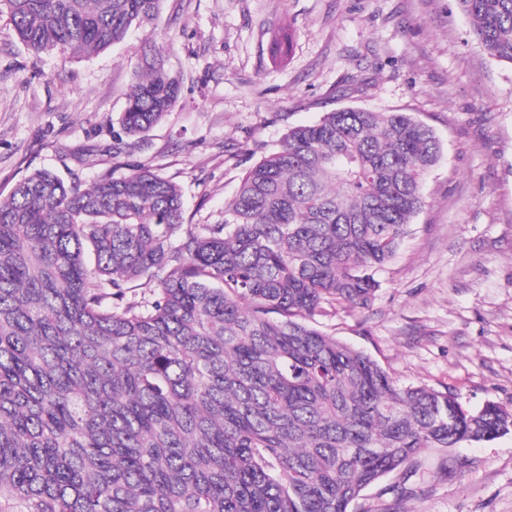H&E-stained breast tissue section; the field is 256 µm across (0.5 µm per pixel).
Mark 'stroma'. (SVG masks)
Segmentation results:
<instances>
[{
  "instance_id": "stroma-1",
  "label": "stroma",
  "mask_w": 512,
  "mask_h": 512,
  "mask_svg": "<svg viewBox=\"0 0 512 512\" xmlns=\"http://www.w3.org/2000/svg\"><path fill=\"white\" fill-rule=\"evenodd\" d=\"M293 33L284 59L271 47ZM180 75L176 106L144 139L119 124L146 41ZM345 107L431 126L426 204L380 271L368 308L316 328L365 351L399 385L512 410V64L489 58L455 0H162L155 26L99 54H32L0 14V200L36 169L81 187L144 163L182 189L184 221L217 224L245 170L288 128ZM391 512H512V434L449 449Z\"/></svg>"
}]
</instances>
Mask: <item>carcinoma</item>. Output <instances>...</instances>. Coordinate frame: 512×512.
<instances>
[{
	"instance_id": "cac0c4a2",
	"label": "carcinoma",
	"mask_w": 512,
	"mask_h": 512,
	"mask_svg": "<svg viewBox=\"0 0 512 512\" xmlns=\"http://www.w3.org/2000/svg\"><path fill=\"white\" fill-rule=\"evenodd\" d=\"M161 0H0L34 54L84 56L156 23ZM512 63V0H457ZM290 29L275 37L286 57ZM151 47L120 116L141 139L181 82ZM433 129L346 107L288 129L221 224L183 223L145 164L83 189L49 170L0 200V512H351L432 450L512 433V410L400 387L315 326L363 308L425 206ZM142 289L137 300L128 290Z\"/></svg>"
}]
</instances>
